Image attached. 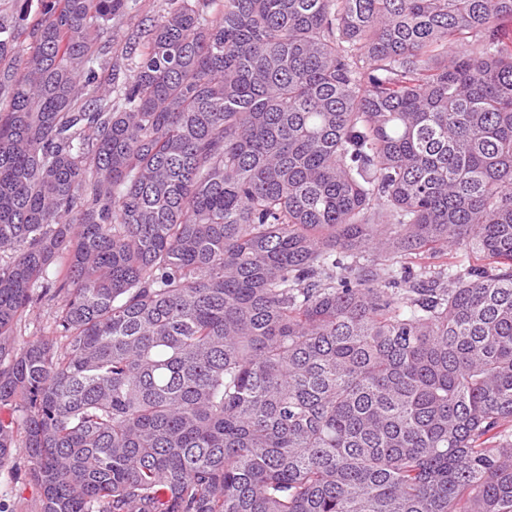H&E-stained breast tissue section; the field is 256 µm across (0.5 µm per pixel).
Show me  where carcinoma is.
<instances>
[{"label": "carcinoma", "instance_id": "cac0c4a2", "mask_svg": "<svg viewBox=\"0 0 512 512\" xmlns=\"http://www.w3.org/2000/svg\"><path fill=\"white\" fill-rule=\"evenodd\" d=\"M171 2L81 107L127 0L0 27V466L40 512H512V0ZM55 307L54 302L43 300L28 310L22 321L16 326L15 338L18 346H22L39 330L48 329L52 324Z\"/></svg>", "mask_w": 512, "mask_h": 512}]
</instances>
